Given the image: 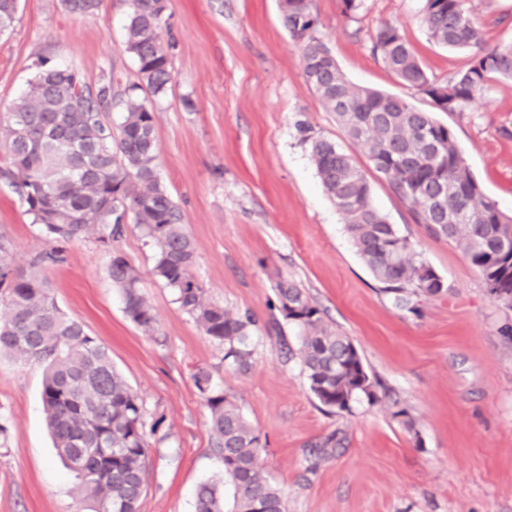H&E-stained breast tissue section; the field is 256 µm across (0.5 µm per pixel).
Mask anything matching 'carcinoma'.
<instances>
[{"label":"carcinoma","instance_id":"carcinoma-1","mask_svg":"<svg viewBox=\"0 0 512 512\" xmlns=\"http://www.w3.org/2000/svg\"><path fill=\"white\" fill-rule=\"evenodd\" d=\"M157 0H131L125 50L138 66L139 82L125 87L108 78L96 88L78 71L40 62L27 90L0 127L6 151L0 178L26 205L31 223L52 243L30 270L17 268L11 243L0 238V354L13 353L43 367L42 400L55 448L73 473L75 489L93 512H139L149 465L142 403L112 364L108 349L82 323L60 309L42 270L62 262V244L89 233L107 249L125 225L140 228L153 248L154 276L205 335L224 347V360L241 373L253 365L259 322L205 298L190 274L195 246L181 207L157 173L152 100L173 80L169 50L159 30L165 16ZM466 0H425L423 21L434 42L473 51L468 66L439 84L389 24L373 39V53L402 86L430 99L431 109L357 86L317 36L312 0H281V20L303 54V72L343 135L364 151L369 164L406 206L414 223L433 238L455 244L482 275L489 291L512 303V215L502 212L474 178L452 130L434 112H456L475 102L488 81L512 80V39L483 47ZM69 12L94 13L101 0H64ZM19 0H0V33L14 23ZM122 109L112 126L105 112ZM310 153L324 190L342 213L352 244L400 309L415 310L413 298L448 293L447 282L371 199V186L354 158L335 140L316 137ZM108 277L123 297L124 313L143 331H155L152 306L135 267L111 252ZM276 314L265 325L293 353L281 321L298 329L297 345L310 391L330 413L379 401L375 383L352 339L326 323L322 310L299 284L282 278L275 286ZM220 449L224 482L233 487L231 507L213 483L200 486L195 512H285L282 491L260 463L259 433L213 381L194 374Z\"/></svg>","mask_w":512,"mask_h":512}]
</instances>
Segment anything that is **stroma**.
Returning <instances> with one entry per match:
<instances>
[{
	"mask_svg": "<svg viewBox=\"0 0 512 512\" xmlns=\"http://www.w3.org/2000/svg\"><path fill=\"white\" fill-rule=\"evenodd\" d=\"M425 0H313L317 36L355 84L396 93L419 108L425 95L400 86L372 52L379 27L398 28L434 81L472 55L434 43ZM160 31L171 44L173 82L154 104L158 173L180 205L196 249L191 274L206 298L268 321L279 279L305 288L325 318L353 340L369 375L388 393L373 405L330 413L310 392L299 357L277 337L256 338L248 373L174 301L152 274L153 250L127 225L112 249L94 235L71 243L47 277L61 310L103 343L142 402L150 435L139 512H195L198 487L223 481L193 375L208 369L262 441L261 460L288 512H512V306L492 295L455 244L429 237L346 142L303 75L302 52L280 21V0H167ZM486 46L512 38V0H469ZM130 0H102L91 15L62 0H21L0 35V120L26 89L39 59L78 70L90 86L106 76L137 82L124 48ZM453 131L486 195L512 214V81L487 83L480 100L437 113ZM342 142L367 169L372 201L447 281L438 298L396 309L357 255L344 217L324 192L308 140ZM0 235L21 269L48 249L18 196L0 181ZM136 267L156 316L142 331L125 315L107 273L111 250ZM42 369L0 355V512H89L57 460L41 401ZM411 417L416 435L402 419ZM340 445L310 466L328 435Z\"/></svg>",
	"mask_w": 512,
	"mask_h": 512,
	"instance_id": "1",
	"label": "stroma"
}]
</instances>
